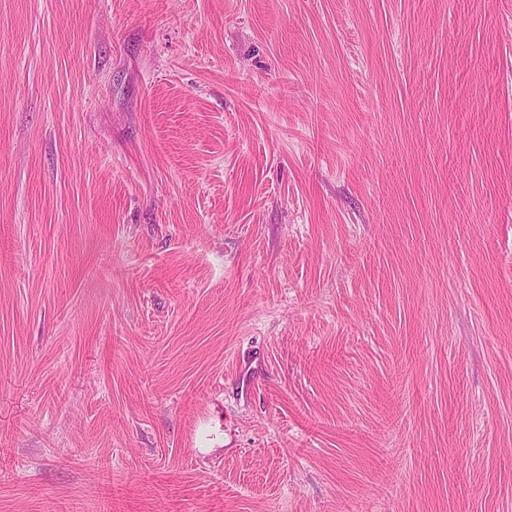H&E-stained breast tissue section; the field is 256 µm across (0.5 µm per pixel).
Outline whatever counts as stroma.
<instances>
[{"mask_svg": "<svg viewBox=\"0 0 512 512\" xmlns=\"http://www.w3.org/2000/svg\"><path fill=\"white\" fill-rule=\"evenodd\" d=\"M0 512H512V0H0Z\"/></svg>", "mask_w": 512, "mask_h": 512, "instance_id": "35a3bbf8", "label": "stroma"}]
</instances>
